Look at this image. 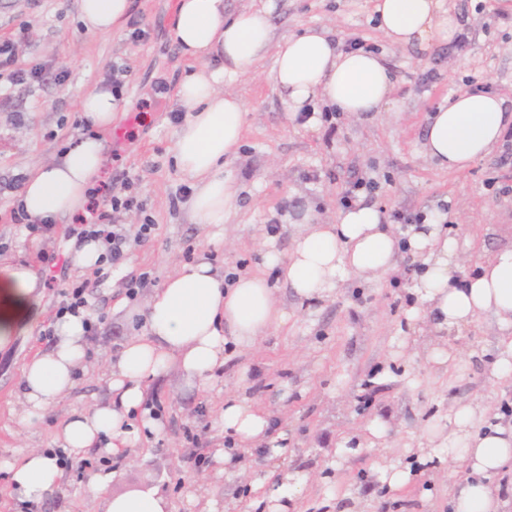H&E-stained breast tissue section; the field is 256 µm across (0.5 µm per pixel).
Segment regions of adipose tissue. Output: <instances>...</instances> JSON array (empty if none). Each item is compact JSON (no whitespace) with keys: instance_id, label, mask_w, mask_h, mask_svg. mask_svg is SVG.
I'll return each mask as SVG.
<instances>
[{"instance_id":"1","label":"adipose tissue","mask_w":512,"mask_h":512,"mask_svg":"<svg viewBox=\"0 0 512 512\" xmlns=\"http://www.w3.org/2000/svg\"><path fill=\"white\" fill-rule=\"evenodd\" d=\"M378 29L391 44L429 49L453 39L460 24L446 0H372ZM88 32L106 33L121 26L131 0H77ZM268 6L226 12L225 0H177L170 35L194 70L178 88L185 115L175 131V159L195 182L189 211L195 223L223 227L237 210L240 187L226 171L247 122L243 101L224 93L227 82L256 73L274 53L273 81L293 109L322 98L336 112L386 111L393 84L382 56L362 49L346 52L325 28H306L274 40ZM120 102L104 85L84 93L78 112L92 137L81 139L59 159L33 166L18 195L29 217L44 223L83 212L98 178L105 148L102 135L112 127ZM512 126V111L502 97L463 91L439 107L426 128L423 152L440 168L463 170L487 156ZM445 214L435 213L424 228L410 227L399 237L372 205L339 211L335 223H317L311 212L295 219L296 234L288 257L275 249L264 255L278 278L302 300L333 296L348 279L379 283L395 269L400 245H407L423 266L413 292L435 331H463L481 315H492L505 329V348L494 376L512 377V247L480 260L477 272L458 278L462 258L444 229ZM37 275L22 264L0 261V347L32 333L42 317ZM288 312L278 307L273 289L258 272L238 274L225 285L208 260L182 265L156 288L145 313V331L125 342L112 366V399L72 415L58 425L54 444L65 455L91 448L117 454L135 441L141 428H155L151 417L133 425L151 382L170 366L205 386L224 365L226 344L250 349L269 330L287 326ZM83 315L67 314L52 325L56 341L24 367L20 395L24 425L41 422L46 411L67 396L87 356ZM231 447L220 450L224 473L247 478L250 491L267 512H288L300 479L282 467L251 470L249 457L267 450L282 456L286 432L275 431L269 414L248 398L229 395L222 413ZM422 462L439 465L465 461L468 475L452 482V512H503L498 477L512 464V424L500 422L482 404L458 407L441 443L419 451ZM60 455L42 451L20 454L9 466L20 502L52 497L62 476Z\"/></svg>"}]
</instances>
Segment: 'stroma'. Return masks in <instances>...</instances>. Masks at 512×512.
<instances>
[{
    "label": "stroma",
    "instance_id": "35a3bbf8",
    "mask_svg": "<svg viewBox=\"0 0 512 512\" xmlns=\"http://www.w3.org/2000/svg\"><path fill=\"white\" fill-rule=\"evenodd\" d=\"M176 2L131 0L130 23L100 35L85 30L75 0H0V41L14 43L16 67L42 69L28 84L0 79V95L9 99L0 107V255L39 276L52 259L66 261L67 279L91 282L89 308L97 324L75 388L33 428L19 423V383L24 364L54 344L46 332L59 306L55 289L43 288L44 315L32 335L0 348V512H19L8 465L18 453L53 449L62 419L109 401L111 365L122 344L143 333L142 312L155 288L192 257L228 273L262 271L290 314L287 326L268 331L254 349L228 346L222 372L206 389L178 368L164 372L150 385L146 403L160 429L144 432L119 455L95 448L82 458H64L58 490L34 512H103L106 497L154 489L166 495L168 512H264L252 505L245 479H226L215 456L229 444L220 414L231 393L255 402L287 431L283 464L306 478L298 512H448L446 474L417 473L415 484L381 497L382 451L340 454L336 442L381 419L392 458L405 466L418 442L447 434L448 417L459 405L479 402L511 421L512 382L492 375L500 335L495 318L478 317L457 339L462 359L448 368L427 358L436 340L426 318L410 316L417 267L400 259L380 284L351 279L331 298L305 304L264 265L263 242L274 237L280 253L288 254L295 228L286 217L300 207L311 208L320 223H333L357 173L376 182L365 201L385 218L427 216L447 205L448 234L469 256L463 272L511 247L512 158L503 159V146L451 171L424 157L423 142L432 112L470 84L512 103V23L500 19L499 0H447L470 28L472 43L459 53L443 40L423 53L383 38L371 0H272L275 38L317 27L330 29L339 42L356 38L376 48L393 75L392 103L385 112L344 114L311 129L279 95L273 56L255 74L225 84V92L245 102L248 117L239 154L226 163L241 186L237 212L218 230L193 223L187 207L192 181L174 159L172 115L180 110L176 93L190 70L170 37ZM136 20L146 31L139 39L131 36ZM116 66L127 71L112 123L123 137L107 141L101 180L130 178L135 203L118 221L132 232L149 219L156 231L150 241L131 242L122 263L83 272L68 262L77 218L33 233L14 223L11 212L26 172L86 136L78 99L110 79ZM144 272L147 285L129 298L126 282ZM412 336L417 344L411 348ZM191 429L205 439L197 466L184 460ZM108 472L113 479L104 492H93L90 480Z\"/></svg>",
    "mask_w": 512,
    "mask_h": 512
}]
</instances>
